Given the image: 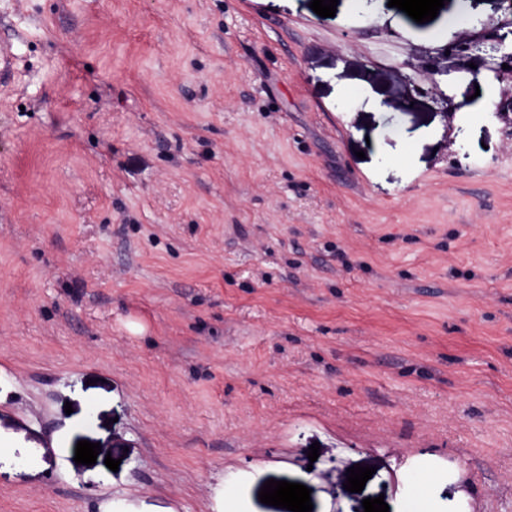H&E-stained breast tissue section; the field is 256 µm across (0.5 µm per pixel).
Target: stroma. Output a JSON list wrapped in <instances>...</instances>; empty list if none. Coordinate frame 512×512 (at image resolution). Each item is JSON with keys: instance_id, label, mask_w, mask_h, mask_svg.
<instances>
[{"instance_id": "obj_1", "label": "stroma", "mask_w": 512, "mask_h": 512, "mask_svg": "<svg viewBox=\"0 0 512 512\" xmlns=\"http://www.w3.org/2000/svg\"><path fill=\"white\" fill-rule=\"evenodd\" d=\"M309 3L0 0V512H512V0Z\"/></svg>"}]
</instances>
